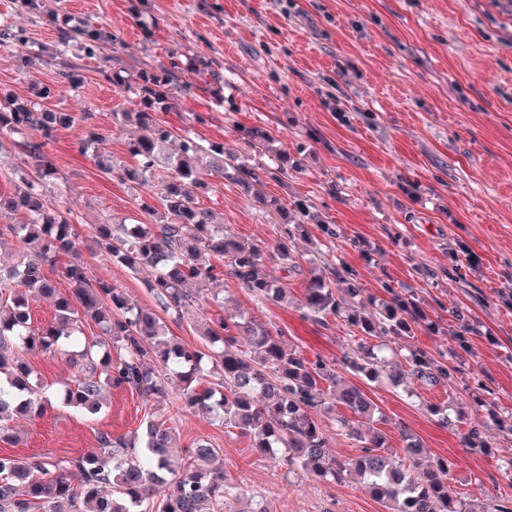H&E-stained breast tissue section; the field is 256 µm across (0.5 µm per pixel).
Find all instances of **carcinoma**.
Returning a JSON list of instances; mask_svg holds the SVG:
<instances>
[{
	"label": "carcinoma",
	"mask_w": 512,
	"mask_h": 512,
	"mask_svg": "<svg viewBox=\"0 0 512 512\" xmlns=\"http://www.w3.org/2000/svg\"><path fill=\"white\" fill-rule=\"evenodd\" d=\"M86 47L108 37L101 28L87 24L80 30ZM112 83L134 91L138 109L122 112L139 134L130 142L136 159L131 165L114 161L110 134L96 126L87 128L80 150L92 152L98 165L117 173L133 188L152 194L140 199L149 215L161 214L152 224H122L110 219L95 225L99 253L115 265L135 271L154 270L151 290L167 313L181 317L196 303L188 285L208 281L211 298L224 303V278L238 282L261 301H288L283 285L267 270V263L295 265L294 233L280 236L276 251L260 244L238 241L214 221L212 210L198 206L196 197L208 189L204 173L229 178L243 185L259 180L248 165L224 156V145L203 146L184 137L178 149L169 145L173 134L159 113L176 108L189 83L172 69H142L132 76L112 73ZM68 112H39L19 100L0 102V133L32 129L39 139L23 144L31 174L21 179L12 195H0V212L23 209L28 222L11 225L23 251L0 259V438H14L11 422L17 417L39 416L58 399L65 406L94 417L103 408V393L112 386H126L147 399H168L170 385L181 386L183 407L216 414L224 427L253 437L263 454L282 452V461L318 478L342 482L362 481L386 512H477L455 495L449 482L448 462L426 463L422 448L411 435L399 456L388 449L385 436L371 427L382 416L377 404L360 388L337 378L335 367L311 361L285 346L270 328L246 318H219L202 332L209 343L223 348L207 354L168 335L160 317L140 306L112 283L89 275L76 257L72 224L46 210L37 189L39 180L56 174L47 146L55 132L75 121ZM245 143L254 151L265 147L270 133L260 127L243 129ZM72 255L64 269L71 293L58 291L45 275L63 255ZM222 263L217 270L214 262ZM53 299L55 319L50 325L31 327L30 301L37 296ZM299 306L305 315L324 324L329 317H344L375 338H402L412 333L414 318L400 298L384 304L378 314L351 307L336 294L329 278L311 272ZM91 319L101 330L94 340L84 338L83 325ZM117 351L112 357L111 350ZM61 353L78 368V375L61 392H51L30 381L31 368L20 352ZM341 363L372 382L385 379L396 384L400 371H385V358L362 343L344 355ZM414 374L430 381L448 375L444 368L432 372L434 361L421 350L406 356ZM221 375L214 386L203 381L213 370ZM341 405L363 419L368 431L336 420L339 431L359 439L363 453L338 459L327 449L320 415ZM509 429L490 409L486 420L470 426L464 435L467 448H485L490 426ZM99 450L67 460L42 456L0 457V512H233L231 500L239 499L224 471L207 469L216 449L196 441L176 457L177 437L165 421L151 418L128 436L97 437Z\"/></svg>",
	"instance_id": "1"
}]
</instances>
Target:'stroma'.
Returning a JSON list of instances; mask_svg holds the SVG:
<instances>
[{"mask_svg": "<svg viewBox=\"0 0 512 512\" xmlns=\"http://www.w3.org/2000/svg\"><path fill=\"white\" fill-rule=\"evenodd\" d=\"M0 22L26 40L21 49L0 45V96L91 113L125 164L133 161L135 129L114 125L112 115L134 111L136 97L114 86L110 72L184 69L205 57L212 74L192 77L181 108L160 119L175 134L223 143L260 182L250 193L210 176L199 206L214 210L238 240L269 248L282 211L307 206L311 218L295 234L304 253L298 268L269 265L294 297L302 296L310 265L332 260L336 290L360 289L356 306L374 313L392 297L413 299L419 327L402 346L429 353L448 377L429 382L407 371L395 386L349 371L344 377L381 408L376 427L390 450L401 451V431L409 429L425 460L447 461L459 496L512 501L503 472L512 436L490 429L486 448L462 440L488 409L512 415V307L501 297L512 290V0H37L32 10L0 0ZM88 22L111 38L91 52L70 42L67 58L81 76L74 88L45 49ZM85 126L59 130L50 143L57 175L42 186L45 205L72 224L90 275L159 310L150 269L130 271L91 249L93 227L105 218H154L141 210L140 190L80 152ZM245 127L270 131L267 148L251 151L240 135ZM31 136L22 130L0 142L1 193L13 192L24 167L21 144ZM280 150L300 167L278 172ZM258 192L276 207L259 206ZM193 291L192 315L163 316L170 335L190 346H207L197 322L230 314L266 324L287 347L330 365L365 338L345 318L317 322L257 300L231 279L220 305L206 284ZM24 359L56 390L76 375L57 355L31 351ZM180 394L172 386L160 405L114 387L94 417L54 404L18 421L21 439L0 441V457L63 460L95 451L99 432L127 435L156 410L181 447L204 440L216 448L227 480L267 512H385L359 483L319 480L261 455L250 437L183 408ZM448 405L463 413L450 426L433 413Z\"/></svg>", "mask_w": 512, "mask_h": 512, "instance_id": "35a3bbf8", "label": "stroma"}]
</instances>
